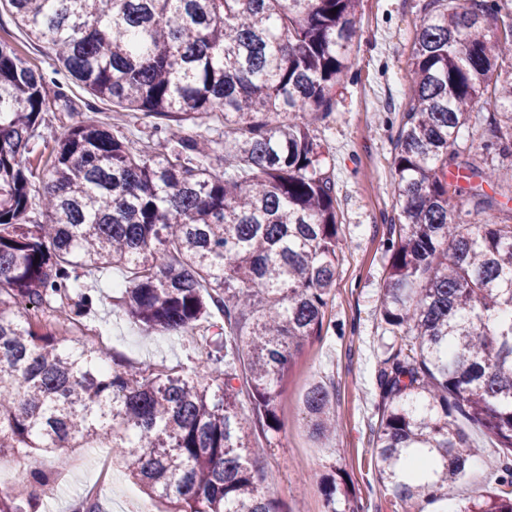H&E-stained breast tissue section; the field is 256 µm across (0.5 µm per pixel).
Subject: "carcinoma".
Wrapping results in <instances>:
<instances>
[{
  "label": "carcinoma",
  "instance_id": "1",
  "mask_svg": "<svg viewBox=\"0 0 512 512\" xmlns=\"http://www.w3.org/2000/svg\"><path fill=\"white\" fill-rule=\"evenodd\" d=\"M5 2L92 95L224 131L158 125L171 147L156 155L88 116L55 139L38 184L26 155L61 94L0 40V459L30 460L0 512H43L37 452L63 469L69 449L93 444L160 512H282L250 434L280 430L294 355L322 334L340 221L311 126L349 77L361 0ZM422 11L379 297L397 348L379 373L374 466L384 494L426 512L478 454L465 420L506 462L460 512H512V213L483 191L512 193V168L489 172L474 151L487 124L497 134L482 153L512 157V0ZM36 197L42 222L30 219ZM110 267L130 273L125 313L147 332L184 335L219 316L205 359L132 368L72 337L100 301L87 278ZM304 411L313 437L336 431L324 385Z\"/></svg>",
  "mask_w": 512,
  "mask_h": 512
}]
</instances>
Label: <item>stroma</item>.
<instances>
[{"mask_svg":"<svg viewBox=\"0 0 512 512\" xmlns=\"http://www.w3.org/2000/svg\"><path fill=\"white\" fill-rule=\"evenodd\" d=\"M422 0H361L360 29L353 40L351 80L337 87L333 110L313 125L326 152L328 170L336 183L341 253L336 279L328 296L321 336L305 342L288 374L278 415L282 429L271 447L255 456L267 475L266 492L283 512H326L324 483L345 487L348 498L363 512H403L380 491L370 464L380 400L377 378L391 352L393 339L384 331L379 296L384 285L392 238L390 220L399 204L394 193V145L407 108L410 59L422 21ZM0 38L11 41L24 60L45 76L55 77L63 96L51 103L40 128L45 145H52L79 115L107 122L126 138L130 148L150 146L158 154L169 146L154 130L155 118L119 113L109 99L93 96L75 81L55 74L47 48L20 29L9 7L0 8ZM127 273L109 268L101 301L85 325L103 336L110 352L132 363L186 362L196 337L212 335L202 322L195 337L148 334L127 318L120 283ZM322 382L333 397L337 430L315 439L304 413L311 383ZM477 447L478 472L458 483L448 499L449 512L495 487L504 462L501 449L475 427H467ZM100 449L78 448L62 471L63 490L45 512H70L74 496L97 480Z\"/></svg>","mask_w":512,"mask_h":512,"instance_id":"obj_1","label":"stroma"}]
</instances>
